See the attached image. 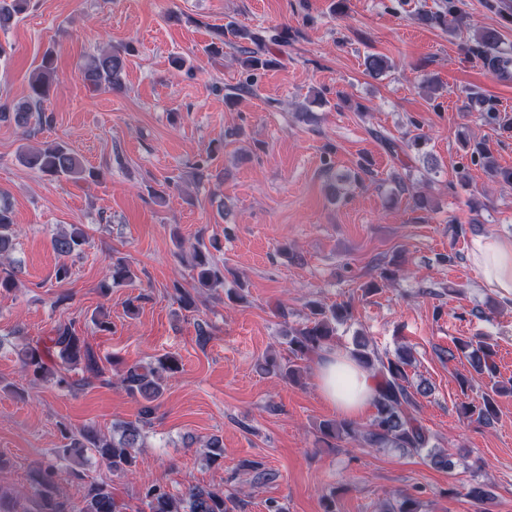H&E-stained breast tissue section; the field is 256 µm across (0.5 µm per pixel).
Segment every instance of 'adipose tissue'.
<instances>
[{"label":"adipose tissue","mask_w":512,"mask_h":512,"mask_svg":"<svg viewBox=\"0 0 512 512\" xmlns=\"http://www.w3.org/2000/svg\"><path fill=\"white\" fill-rule=\"evenodd\" d=\"M470 259L483 282L502 298L512 299V236H478ZM316 385L339 417L353 419L372 404L376 384L347 353L326 351L318 363Z\"/></svg>","instance_id":"ef3b65f1"}]
</instances>
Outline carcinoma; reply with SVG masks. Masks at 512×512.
<instances>
[{
    "mask_svg": "<svg viewBox=\"0 0 512 512\" xmlns=\"http://www.w3.org/2000/svg\"><path fill=\"white\" fill-rule=\"evenodd\" d=\"M29 0H0V30L10 26L12 21L27 10ZM456 12L453 0H448L446 11H424L419 19L431 26H447V16ZM288 44V27L272 37L262 27L249 28L233 21L214 31V37L204 52L211 58L224 56V47L234 48L240 55V65L246 77L237 86V95L241 96L254 90V79L259 71H265L278 65L272 46ZM500 37L496 30H483L475 51L489 60L499 58ZM132 47L104 49L91 55L80 71L83 85L94 91H117L123 88V74L126 55ZM366 71L381 77L391 70L389 59L380 54H368L364 59ZM56 71L53 51L47 50L40 63L30 76L29 98L0 111V118L12 119L15 125L27 132L32 126L47 125L50 117L43 111V103L48 99ZM427 138L423 135L413 137L407 148L422 155L429 171L438 166L431 155L423 154ZM472 156L478 157L488 176L512 183V171L500 168L490 151L481 144L475 146ZM22 165L51 178L65 177L74 181H96L101 172L87 167L78 154L61 142L45 143L36 148H22L18 152ZM374 178L372 163L361 158L349 181V185H362ZM86 235L82 228L73 225L68 231H61L52 239L54 252L63 262L55 269L57 282L71 277V266L64 258L79 255L86 245ZM14 248V230L11 211L0 205V258ZM218 248L217 242L204 240L199 235L192 246L193 268L196 271L195 287L210 291L224 285V267L216 262L210 249ZM380 281L368 284L370 289H378L379 282H391L397 279L400 266L393 260L377 265ZM110 278L115 286L122 285L134 278L130 266L122 260L112 263ZM349 308L345 305L326 306L318 301L309 304L307 324L302 328L285 331L288 344V359L284 362L270 359L265 370L289 379L298 376L306 369L304 363L312 356L330 348L336 336V325L348 320ZM455 348L467 360L477 375L496 377L497 367L494 360V345L488 338L472 336L456 340ZM22 372L37 380L51 382L60 389L71 391L92 378L103 375L101 359L86 341L76 333L73 323H64L55 327L51 335L34 344H26L15 349ZM350 355L378 379L377 396L373 401L375 413L368 424L357 425L352 420L340 419L327 421L319 427L324 439L353 440L368 448H400L403 451L420 455L425 454L430 464L443 471H452L454 461L451 455L435 451L431 446V435L412 412L416 406L415 394L425 396L428 387L424 384L410 390L407 369L412 365L410 352L400 349L394 355L381 354L370 346L369 340L358 337L353 342ZM81 369L86 376L72 380L66 371ZM181 371V360L175 354H167L156 359L148 366L134 365L127 368L121 383L129 395L141 398L145 405L137 420L120 423L113 428L112 439L96 430L83 427L76 430L63 428L68 443L56 452V461L39 463L29 468V479L35 494L41 499V507L35 512H72L66 501L54 495L55 481L60 467L71 469L80 476L79 467L88 460V455L98 457L108 465L112 472L125 474L132 470L136 461V449L141 447L142 428L155 412L156 405L165 391L164 381ZM512 393V386L506 387L494 382L490 390L481 394L479 400L463 402L460 409L463 414L476 418L484 426L490 425L497 415V397ZM140 494L149 512H231V499L215 488L190 485L184 495L173 496L159 482L147 481L141 485ZM79 512H126V506L114 499L112 490L104 482L90 485ZM381 512H420L417 497L405 495L395 502L387 503Z\"/></svg>",
    "mask_w": 512,
    "mask_h": 512,
    "instance_id": "obj_1",
    "label": "carcinoma"
}]
</instances>
